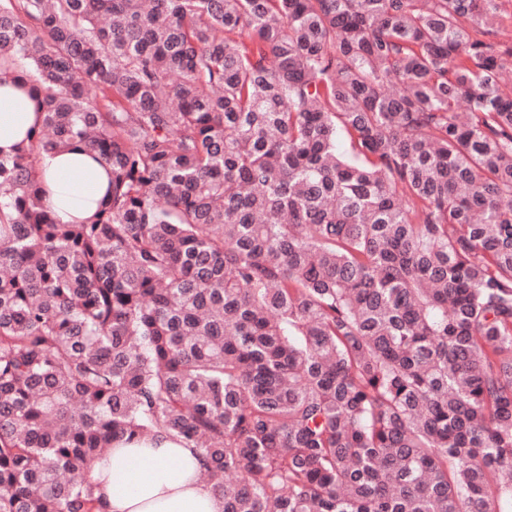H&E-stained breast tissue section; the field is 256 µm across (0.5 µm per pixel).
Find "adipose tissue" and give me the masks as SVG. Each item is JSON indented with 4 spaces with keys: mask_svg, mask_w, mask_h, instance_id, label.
<instances>
[{
    "mask_svg": "<svg viewBox=\"0 0 512 512\" xmlns=\"http://www.w3.org/2000/svg\"><path fill=\"white\" fill-rule=\"evenodd\" d=\"M43 119L22 81L0 77V152L11 155ZM38 167L46 206L61 221L91 218L106 199L110 174L84 144L42 152ZM89 474L101 512H224V498L203 476L192 449L160 437L113 448Z\"/></svg>",
    "mask_w": 512,
    "mask_h": 512,
    "instance_id": "1",
    "label": "adipose tissue"
}]
</instances>
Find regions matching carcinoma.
I'll use <instances>...</instances> for the list:
<instances>
[{
	"label": "carcinoma",
	"mask_w": 512,
	"mask_h": 512,
	"mask_svg": "<svg viewBox=\"0 0 512 512\" xmlns=\"http://www.w3.org/2000/svg\"><path fill=\"white\" fill-rule=\"evenodd\" d=\"M504 4L0 0L44 114L0 155V512H98L161 434L224 512H512ZM76 141L90 223L37 166ZM38 167L45 204L63 222L91 218L107 197L109 170L82 143L43 151Z\"/></svg>",
	"instance_id": "1"
}]
</instances>
